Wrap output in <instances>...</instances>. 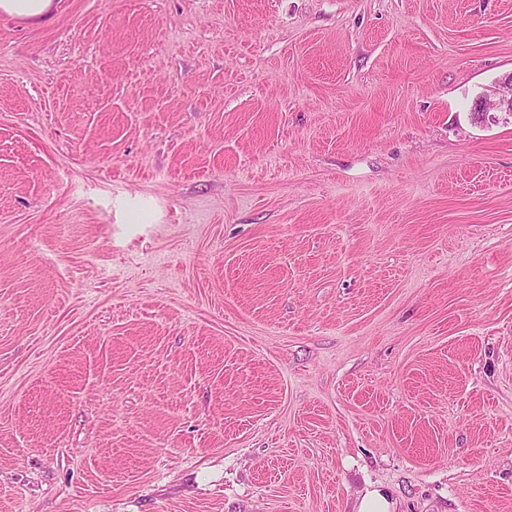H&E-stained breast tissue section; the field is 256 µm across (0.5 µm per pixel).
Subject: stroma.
Wrapping results in <instances>:
<instances>
[{
    "mask_svg": "<svg viewBox=\"0 0 512 512\" xmlns=\"http://www.w3.org/2000/svg\"><path fill=\"white\" fill-rule=\"evenodd\" d=\"M512 0L0 17V512H512ZM503 92L500 93L497 103L489 104L487 103V98L485 95L478 98V102L475 107V120L478 123H488V122H496L497 116L495 113H491L492 109H496L497 111H505L507 115L512 118V81L510 80L506 86L504 87ZM356 512H396L395 503L385 493L374 488L363 495Z\"/></svg>",
    "mask_w": 512,
    "mask_h": 512,
    "instance_id": "obj_1",
    "label": "stroma"
}]
</instances>
